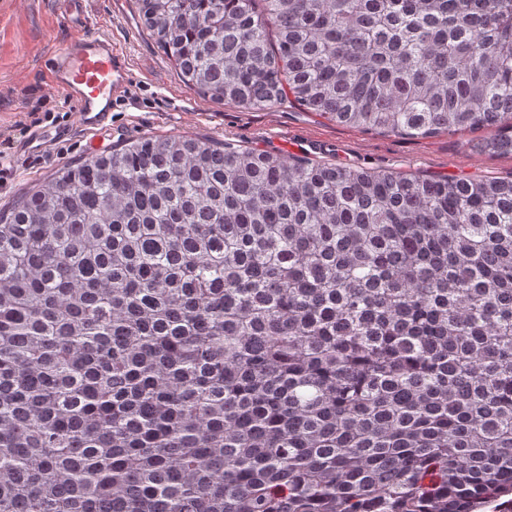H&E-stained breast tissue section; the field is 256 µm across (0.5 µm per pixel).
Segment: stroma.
<instances>
[{"label": "stroma", "instance_id": "stroma-1", "mask_svg": "<svg viewBox=\"0 0 512 512\" xmlns=\"http://www.w3.org/2000/svg\"><path fill=\"white\" fill-rule=\"evenodd\" d=\"M82 34L112 37L126 52L131 78L112 105V122L100 130L81 125L64 93L45 75L56 48ZM66 111L44 127L39 154L22 146L26 108ZM0 132L17 145L11 178L0 186V208L43 183L59 167L110 151L124 141L185 136L306 157L368 171L429 176L512 179V156L482 151V132L441 133L428 138L381 136L329 121L288 99L265 109L217 103L187 86L142 25L137 0H84L65 11L61 0H6L0 7Z\"/></svg>", "mask_w": 512, "mask_h": 512}]
</instances>
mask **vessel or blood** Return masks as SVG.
<instances>
[{
	"mask_svg": "<svg viewBox=\"0 0 512 512\" xmlns=\"http://www.w3.org/2000/svg\"><path fill=\"white\" fill-rule=\"evenodd\" d=\"M129 66L115 41L88 34L55 50L48 79L74 103L83 125L104 127L112 117L113 99L128 80Z\"/></svg>",
	"mask_w": 512,
	"mask_h": 512,
	"instance_id": "b4317fda",
	"label": "vessel or blood"
}]
</instances>
